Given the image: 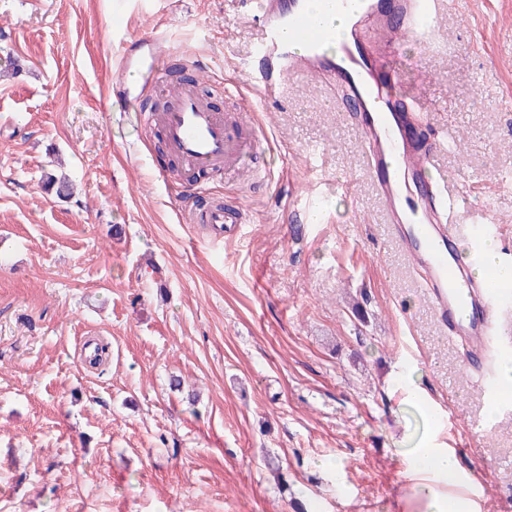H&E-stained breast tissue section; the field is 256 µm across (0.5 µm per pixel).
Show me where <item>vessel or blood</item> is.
I'll list each match as a JSON object with an SVG mask.
<instances>
[{"label":"vessel or blood","instance_id":"vessel-or-blood-1","mask_svg":"<svg viewBox=\"0 0 512 512\" xmlns=\"http://www.w3.org/2000/svg\"><path fill=\"white\" fill-rule=\"evenodd\" d=\"M328 14L352 18L354 28L339 53L326 51L335 30L319 24L306 0H256L252 6L257 37L243 68L247 85L275 94L291 75L317 77L342 92L353 105L362 133L367 168L381 197L390 236L408 256L449 338L464 349L468 368H480L489 337L503 351L512 350V326L497 317L512 300V285L495 281L492 272L476 276L458 257L459 243L481 255L487 240L499 239V228L486 216L481 200L461 194L436 167L448 146L423 104L404 112L395 105L409 96L406 67L398 49L409 38L435 45L440 20L456 0H322ZM146 56L138 70L142 92L167 97L158 117L169 148L186 169L232 171L260 147L261 128L245 115L214 111L190 86L168 83L163 64L171 46L159 36L124 42L122 70H130L135 52ZM470 211L475 223L467 235L457 232V217ZM203 221L213 242L232 239L243 221L242 209L214 204Z\"/></svg>","mask_w":512,"mask_h":512}]
</instances>
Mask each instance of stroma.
<instances>
[{
  "label": "stroma",
  "instance_id": "35a3bbf8",
  "mask_svg": "<svg viewBox=\"0 0 512 512\" xmlns=\"http://www.w3.org/2000/svg\"><path fill=\"white\" fill-rule=\"evenodd\" d=\"M143 2L0 0V512H428L422 443L459 460L438 494L512 512V412L388 239L341 102L304 76L244 87L248 0ZM443 29L446 50L402 46L408 86L458 128L442 167L512 226V0H459ZM152 33L214 109L246 88L255 176L192 178L125 111L120 46ZM215 200L246 219L217 246L193 219Z\"/></svg>",
  "mask_w": 512,
  "mask_h": 512
}]
</instances>
